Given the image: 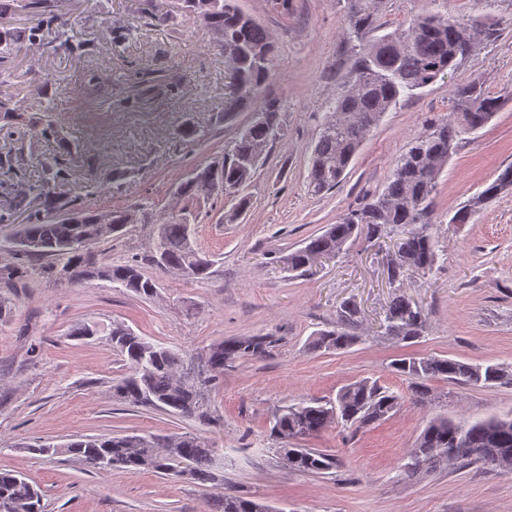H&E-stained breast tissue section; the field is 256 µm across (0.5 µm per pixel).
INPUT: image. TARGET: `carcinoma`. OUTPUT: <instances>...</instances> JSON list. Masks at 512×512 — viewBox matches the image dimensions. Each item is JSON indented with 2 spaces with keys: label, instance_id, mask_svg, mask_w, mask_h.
Returning <instances> with one entry per match:
<instances>
[{
  "label": "carcinoma",
  "instance_id": "1",
  "mask_svg": "<svg viewBox=\"0 0 512 512\" xmlns=\"http://www.w3.org/2000/svg\"><path fill=\"white\" fill-rule=\"evenodd\" d=\"M182 8L210 27L224 49L231 72V89L225 100L224 117L246 108L263 93L274 56L268 32L238 5L237 0H181ZM57 0H11L0 2V19L18 8L35 20L28 41L40 44L39 32L59 21ZM387 0H344L342 37L353 45L355 59L342 81L341 91L329 107L330 116L309 159L311 192L331 191L342 181L359 147L383 115L400 99L410 96L467 62L483 44L500 37L489 20L462 19L448 12H429L409 17L399 32L379 34V20ZM15 32L0 28V88L16 75L11 59L16 51ZM454 112L433 124L395 159L383 190L349 209L337 223L310 238L304 246L278 256L275 262L290 272H306L322 257L334 259L345 245L358 238L368 242L402 230L397 251L387 269L391 284L402 283L409 273L433 271L437 240L438 179L457 151L463 135L483 128L500 111L509 97L486 90L474 77L451 89ZM284 135L283 108L279 99H263L259 116L235 138L230 153L218 163L198 166L177 182V199L208 202L223 194L236 195L250 182L259 161ZM61 170L29 193L0 203V211L25 216L17 244L16 262L0 271V277L19 282L26 277L30 262L54 257L69 269L67 285L78 286L99 279L119 284L137 297L157 293L156 281L144 269L180 273L195 279L208 276L212 261L195 247L192 225L168 218L151 225V250L123 263L100 261L91 246L121 235L128 226L148 222L147 213L131 207H113L87 212L80 206L81 193L62 195L55 179ZM512 165L498 170L496 178L471 197L450 219L452 224H469L483 207L512 189ZM358 308L344 303L336 325L315 333L310 346L316 351L345 350L356 344ZM383 335L411 344L427 331L425 309L405 294H397L379 323ZM108 341L129 364V373L112 386V396L131 407H149L173 413L205 426L220 423L210 406L208 392L224 375V368L239 359H263L273 340L269 336H237L210 343L199 362L187 354L152 342L121 323L112 324ZM392 370L410 384L413 400L433 404L440 399L430 382L441 379L468 388L512 386V366L498 362L470 363L439 356L401 355ZM400 395L367 378L355 380L338 392L336 401L301 400L278 409L270 436L277 444L307 439L343 421L355 429L368 428L393 415ZM40 456H67L92 473L114 470H151L175 477L186 476L203 483L223 481L224 456L200 436L184 432L162 437L152 434L80 436L66 444L41 442L29 447ZM501 458L512 464V415L430 418L413 448L404 457L399 476L420 479L442 463L481 465L496 468L489 460ZM338 460L316 448H300L288 469L303 475L323 474L336 468ZM0 512H43L36 485L27 476L0 472ZM210 512H272L262 499L242 496L229 489L212 499Z\"/></svg>",
  "mask_w": 512,
  "mask_h": 512
}]
</instances>
